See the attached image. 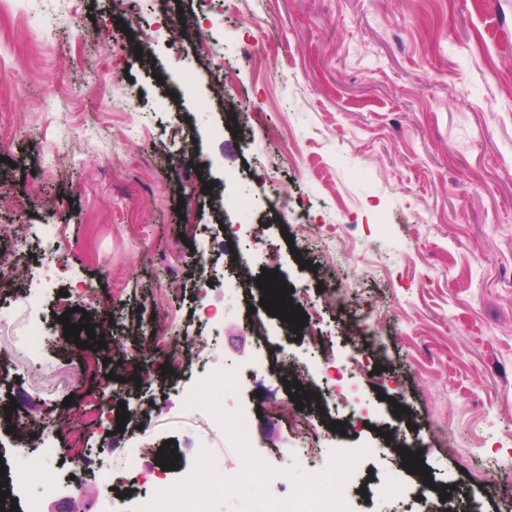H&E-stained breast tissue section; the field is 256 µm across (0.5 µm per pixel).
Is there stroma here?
Segmentation results:
<instances>
[{
  "label": "stroma",
  "instance_id": "35a3bbf8",
  "mask_svg": "<svg viewBox=\"0 0 512 512\" xmlns=\"http://www.w3.org/2000/svg\"><path fill=\"white\" fill-rule=\"evenodd\" d=\"M0 127V250L51 283L35 308L0 280V363L29 431L0 415V463L45 512L108 495L136 512L204 451L237 476L223 426L187 404L213 373L234 374L219 406L251 414L276 497L290 469L363 447L349 512H512V0H0ZM49 224L56 255L36 250ZM266 269L313 335L261 307ZM84 312L104 347L58 343V315ZM156 318L190 344L168 375ZM274 398L307 429L261 414ZM168 440L174 470L156 463ZM87 448L134 472L124 497L90 475L48 495Z\"/></svg>",
  "mask_w": 512,
  "mask_h": 512
}]
</instances>
